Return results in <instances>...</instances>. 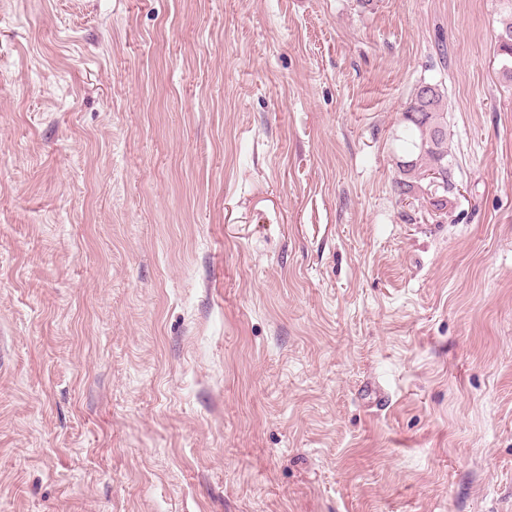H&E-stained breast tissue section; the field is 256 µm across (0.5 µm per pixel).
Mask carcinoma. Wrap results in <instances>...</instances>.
<instances>
[{"mask_svg":"<svg viewBox=\"0 0 512 512\" xmlns=\"http://www.w3.org/2000/svg\"><path fill=\"white\" fill-rule=\"evenodd\" d=\"M404 155L397 167L406 176L397 182L400 192L411 189V180L425 178L444 184L443 193L454 194L448 160V113L446 93L441 85L422 82L412 93L404 112Z\"/></svg>","mask_w":512,"mask_h":512,"instance_id":"cac0c4a2","label":"carcinoma"}]
</instances>
